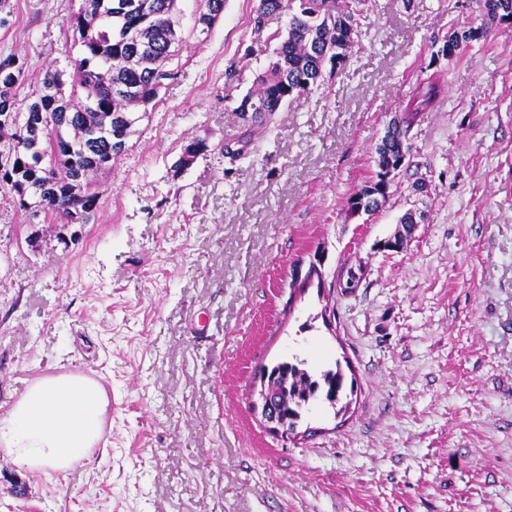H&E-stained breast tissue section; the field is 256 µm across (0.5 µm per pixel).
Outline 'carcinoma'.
Returning <instances> with one entry per match:
<instances>
[{"instance_id":"1","label":"carcinoma","mask_w":512,"mask_h":512,"mask_svg":"<svg viewBox=\"0 0 512 512\" xmlns=\"http://www.w3.org/2000/svg\"><path fill=\"white\" fill-rule=\"evenodd\" d=\"M73 27L80 35V56L70 70L47 71L36 98L17 122L16 90L24 63L13 54L0 56V187L18 196L19 206L40 204L45 214L67 224H85L96 207L93 178L126 150V139L137 122L135 110L157 103L159 88L174 78L169 63L180 41L173 15L177 0H83ZM488 23L512 21V0H481ZM224 12V0H201L199 15L208 26ZM288 13V27L271 37L276 42L254 88L237 111L259 124L286 103L311 92L324 81L326 64L343 67L357 37L355 12L345 0H259L255 13L266 17ZM487 28L462 27L449 33L452 58ZM442 85L429 81L408 100L400 122L386 126L377 144L375 179L350 203L365 200L377 211L386 200L373 199L386 155L409 152L407 133L416 117L431 107ZM207 151L202 140L184 146L180 165L187 167ZM344 375L326 370L313 378L309 392L341 400Z\"/></svg>"}]
</instances>
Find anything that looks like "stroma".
I'll list each match as a JSON object with an SVG mask.
<instances>
[{
	"instance_id": "35a3bbf8",
	"label": "stroma",
	"mask_w": 512,
	"mask_h": 512,
	"mask_svg": "<svg viewBox=\"0 0 512 512\" xmlns=\"http://www.w3.org/2000/svg\"><path fill=\"white\" fill-rule=\"evenodd\" d=\"M257 4L224 0L203 40L199 0H177V75L99 174L89 223L0 188V412L62 371L93 373L112 405L66 474L0 452V512H512V24L449 59L448 32L487 25L479 0H357L346 66L254 127L237 107L288 26L255 30ZM12 5L0 55L25 64L24 105L78 55L82 0ZM430 78L442 93L385 203L353 214L387 123ZM193 139L208 150L179 168ZM410 210L422 222L387 248ZM318 253L328 324L316 289L289 300ZM292 357L354 382L348 412L313 406L295 441L248 398Z\"/></svg>"
}]
</instances>
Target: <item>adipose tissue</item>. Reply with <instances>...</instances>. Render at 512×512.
<instances>
[{"mask_svg":"<svg viewBox=\"0 0 512 512\" xmlns=\"http://www.w3.org/2000/svg\"><path fill=\"white\" fill-rule=\"evenodd\" d=\"M110 414L109 393L94 375H44L0 413V450L27 471L63 474L101 444Z\"/></svg>","mask_w":512,"mask_h":512,"instance_id":"obj_1","label":"adipose tissue"}]
</instances>
